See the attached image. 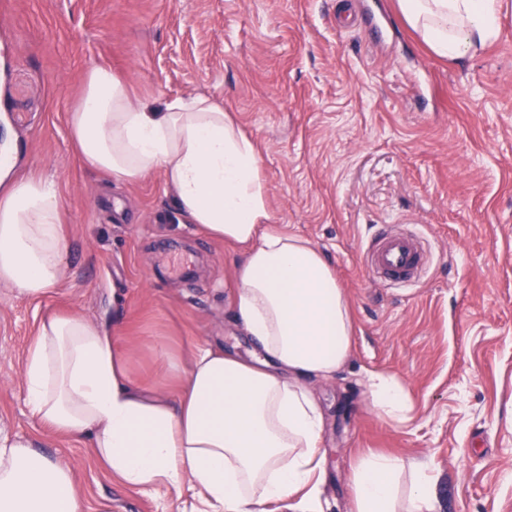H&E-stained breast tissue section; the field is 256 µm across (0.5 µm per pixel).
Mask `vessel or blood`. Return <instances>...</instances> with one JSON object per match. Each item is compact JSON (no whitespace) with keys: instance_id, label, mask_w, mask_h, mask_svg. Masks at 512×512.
Here are the masks:
<instances>
[{"instance_id":"vessel-or-blood-1","label":"vessel or blood","mask_w":512,"mask_h":512,"mask_svg":"<svg viewBox=\"0 0 512 512\" xmlns=\"http://www.w3.org/2000/svg\"><path fill=\"white\" fill-rule=\"evenodd\" d=\"M363 259L366 273L378 285L414 283L426 269L421 238L385 225L368 238Z\"/></svg>"}]
</instances>
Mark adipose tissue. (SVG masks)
<instances>
[{
    "instance_id": "adipose-tissue-1",
    "label": "adipose tissue",
    "mask_w": 512,
    "mask_h": 512,
    "mask_svg": "<svg viewBox=\"0 0 512 512\" xmlns=\"http://www.w3.org/2000/svg\"><path fill=\"white\" fill-rule=\"evenodd\" d=\"M405 23L437 55L460 60L499 35L500 0H398ZM81 156L123 183L159 171L178 212L208 236L241 246L230 312L254 340L249 358L220 346L173 358L171 394L137 383L106 322L43 317L27 353L31 413L60 436L88 435L113 479L197 491L224 512H322L323 412L310 378L350 360V302L309 240L274 222L254 141L204 96L155 107L133 99L110 67L94 66L69 116ZM62 201L44 176L14 180L0 197V282L39 298L62 278ZM372 411L402 426L409 395L392 375L367 381ZM348 512H438L429 461L359 453ZM0 512H82L74 471L0 437Z\"/></svg>"
}]
</instances>
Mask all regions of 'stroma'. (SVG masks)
Masks as SVG:
<instances>
[{
  "instance_id": "obj_1",
  "label": "stroma",
  "mask_w": 512,
  "mask_h": 512,
  "mask_svg": "<svg viewBox=\"0 0 512 512\" xmlns=\"http://www.w3.org/2000/svg\"><path fill=\"white\" fill-rule=\"evenodd\" d=\"M97 65L140 100L223 106L256 143L276 223L344 288L352 360L317 385L324 512H346L368 449L432 461L441 512H512V0L497 40L458 61L434 55L397 0H0V154L11 178L58 183L66 245L46 296L0 284V434L68 464L83 512H203L189 488L111 480L86 440L36 420L23 385L49 311L114 319L134 377L160 392L167 357L253 349L228 314L239 249L181 222L161 173L124 184L80 158L69 114ZM372 224L422 237L415 286L370 280ZM375 372L405 384L406 426L369 409Z\"/></svg>"
}]
</instances>
